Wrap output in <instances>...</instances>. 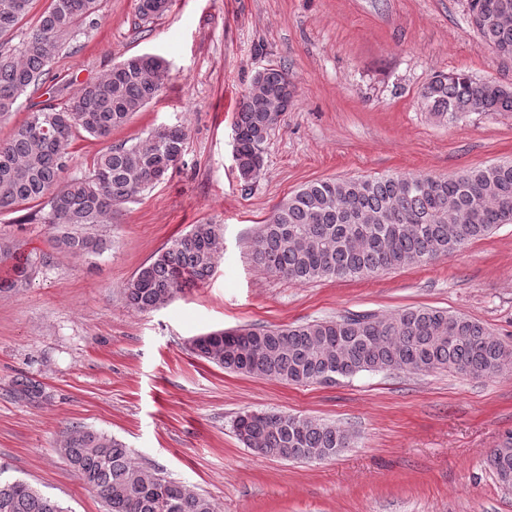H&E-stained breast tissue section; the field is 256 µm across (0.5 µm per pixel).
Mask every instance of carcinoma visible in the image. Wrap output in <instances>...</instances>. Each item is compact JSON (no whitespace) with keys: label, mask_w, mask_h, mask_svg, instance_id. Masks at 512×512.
Returning <instances> with one entry per match:
<instances>
[{"label":"carcinoma","mask_w":512,"mask_h":512,"mask_svg":"<svg viewBox=\"0 0 512 512\" xmlns=\"http://www.w3.org/2000/svg\"><path fill=\"white\" fill-rule=\"evenodd\" d=\"M468 20L484 43L512 60V0H467ZM32 0H0V37L11 33ZM97 0H50L32 32L14 52L0 51V120L21 107L64 44L96 12ZM287 68L254 74L235 117L237 171L244 181L264 166L272 127L267 116L283 101ZM166 62L130 56L103 78L80 85L67 101H45L0 140V213L35 203L34 220L56 230L57 245L74 256L103 242L73 232L112 222V209L137 199L176 169L186 133L160 126L129 145L110 146L85 175L63 179L75 132L104 139L124 126L163 89ZM428 112L439 120L478 112H512V87L476 81L463 72L438 73L422 88ZM512 224V162L470 169L445 179L432 175L320 179L277 205L261 225L253 255L267 271L304 283L360 278L381 270L453 254L471 240ZM224 253L221 224H197L144 264L124 285L137 312L164 307L185 288L208 279ZM45 258L26 259L6 288L26 283ZM197 356L230 371L293 384H336L363 372L448 370L478 377L512 374V347L480 322L444 310L414 307L389 315L349 313L290 327L242 326L232 334L192 343ZM234 429L248 448L268 456L311 461L348 446L349 433L307 416L247 411ZM61 454L94 487L107 512H216L186 485L135 462L126 445L90 429L65 434ZM486 466L512 486V434L490 451ZM0 512H64L22 479L0 477Z\"/></svg>","instance_id":"obj_1"}]
</instances>
